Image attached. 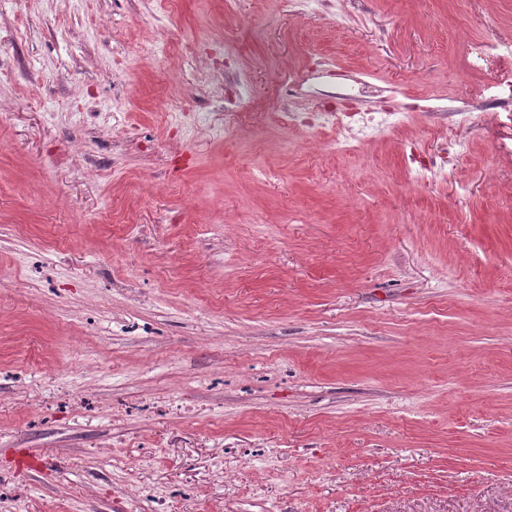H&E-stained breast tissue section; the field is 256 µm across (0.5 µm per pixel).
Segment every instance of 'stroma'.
I'll return each instance as SVG.
<instances>
[{
  "instance_id": "1",
  "label": "stroma",
  "mask_w": 512,
  "mask_h": 512,
  "mask_svg": "<svg viewBox=\"0 0 512 512\" xmlns=\"http://www.w3.org/2000/svg\"><path fill=\"white\" fill-rule=\"evenodd\" d=\"M509 26L0 0V512H512V157L447 154L466 43ZM364 77L370 138L282 126Z\"/></svg>"
}]
</instances>
